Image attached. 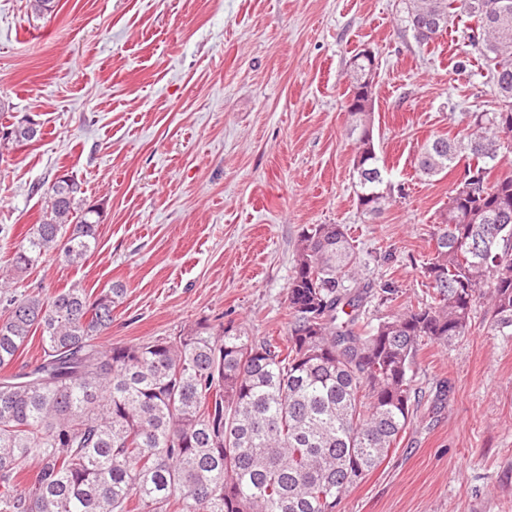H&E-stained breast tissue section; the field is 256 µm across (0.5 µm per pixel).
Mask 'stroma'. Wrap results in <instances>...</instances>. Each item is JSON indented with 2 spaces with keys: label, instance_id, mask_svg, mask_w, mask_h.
I'll return each instance as SVG.
<instances>
[{
  "label": "stroma",
  "instance_id": "obj_1",
  "mask_svg": "<svg viewBox=\"0 0 512 512\" xmlns=\"http://www.w3.org/2000/svg\"><path fill=\"white\" fill-rule=\"evenodd\" d=\"M56 3L37 19L28 0H0V99L44 131L0 159V225L12 227L0 274L61 171L103 217L82 267L46 259L16 290L122 285L106 345L202 320L283 336L302 227L344 224L360 256L351 288L424 297L456 175L421 177L416 154L496 105L458 33L418 43L407 0ZM365 47L378 60L375 149L405 188L376 218L358 205L344 107L349 60ZM484 303L477 292L466 336L422 347L413 379L425 399L339 512H512V327L491 329Z\"/></svg>",
  "mask_w": 512,
  "mask_h": 512
}]
</instances>
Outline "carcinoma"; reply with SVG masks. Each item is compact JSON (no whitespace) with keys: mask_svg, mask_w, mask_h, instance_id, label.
Returning <instances> with one entry per match:
<instances>
[{"mask_svg":"<svg viewBox=\"0 0 512 512\" xmlns=\"http://www.w3.org/2000/svg\"><path fill=\"white\" fill-rule=\"evenodd\" d=\"M479 55L497 106L469 114L465 134L421 145L418 172L458 167L423 267L429 300L368 317V291L345 281L357 247L342 224H307L288 282L287 336L256 338L206 322L144 343L103 347L119 285L96 296L72 286L17 295L16 274L46 258L79 267L95 249L102 211L74 175L45 191L44 214L0 274V371L33 336L40 363L0 377V512H336L408 428L422 391L412 366L426 341L471 327L489 288L492 324L512 327V174L491 179L512 149V0H409L419 43L455 23ZM346 100L372 99L378 66L359 50ZM356 135L358 205L389 203L372 115L348 112ZM0 151L41 132L0 122Z\"/></svg>","mask_w":512,"mask_h":512,"instance_id":"1","label":"carcinoma"}]
</instances>
